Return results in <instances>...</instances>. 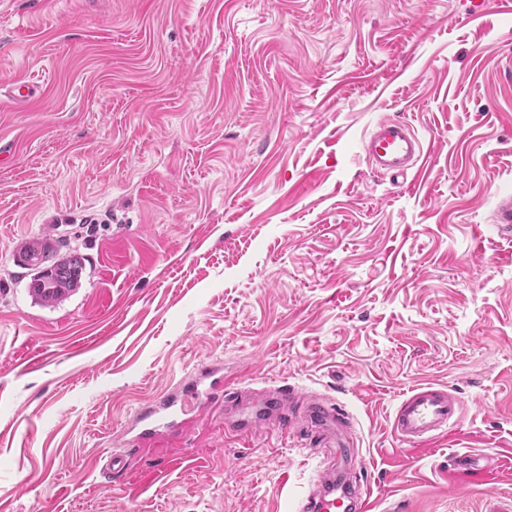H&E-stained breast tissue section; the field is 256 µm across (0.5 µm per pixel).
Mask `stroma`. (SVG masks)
<instances>
[{
	"instance_id": "35a3bbf8",
	"label": "stroma",
	"mask_w": 512,
	"mask_h": 512,
	"mask_svg": "<svg viewBox=\"0 0 512 512\" xmlns=\"http://www.w3.org/2000/svg\"><path fill=\"white\" fill-rule=\"evenodd\" d=\"M24 79L34 98L7 88ZM427 150L370 174L384 118ZM0 512H297L326 449L197 425L100 473L137 407L219 362L342 405L373 512L512 504V0H0ZM84 257L44 307L21 246ZM39 365L27 370L24 361ZM464 413L400 451L404 393ZM473 470L448 469L453 454ZM491 221L497 233L509 239L512 237V190L505 189L496 193L493 201Z\"/></svg>"
}]
</instances>
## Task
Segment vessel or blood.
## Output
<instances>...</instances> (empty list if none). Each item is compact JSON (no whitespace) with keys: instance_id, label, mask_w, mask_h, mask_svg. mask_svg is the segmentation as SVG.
<instances>
[{"instance_id":"1","label":"vessel or blood","mask_w":512,"mask_h":512,"mask_svg":"<svg viewBox=\"0 0 512 512\" xmlns=\"http://www.w3.org/2000/svg\"><path fill=\"white\" fill-rule=\"evenodd\" d=\"M424 152L423 141L413 125L404 119L380 120L364 142V153L374 173L404 177L416 168ZM491 221L499 235L512 237V190L498 191ZM237 379L226 376L223 366L208 364L179 387L145 401L123 429L120 448L107 458L104 468L122 475L132 455L150 449L164 434L185 432L190 410L205 419L224 416L233 410L232 432L247 434L269 423L282 436L303 434L312 448H327L331 462L315 490L302 501L299 512H373L371 488L359 480L366 470L362 455L354 450L347 429L348 416L337 403L307 396L298 397L295 388L284 384L264 393L250 405L237 400ZM463 413L458 396L447 387L420 385L398 403L391 419L397 439L416 447L446 433Z\"/></svg>"}]
</instances>
